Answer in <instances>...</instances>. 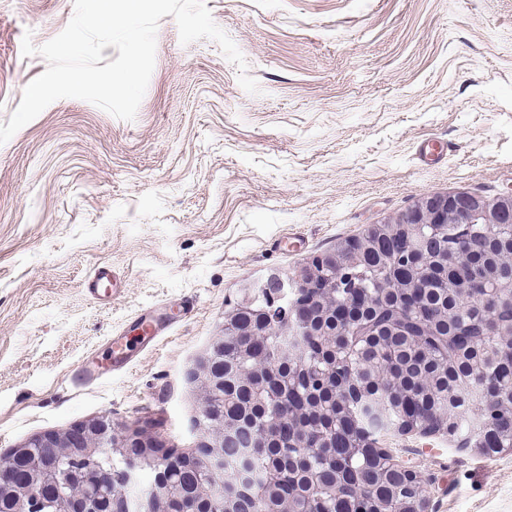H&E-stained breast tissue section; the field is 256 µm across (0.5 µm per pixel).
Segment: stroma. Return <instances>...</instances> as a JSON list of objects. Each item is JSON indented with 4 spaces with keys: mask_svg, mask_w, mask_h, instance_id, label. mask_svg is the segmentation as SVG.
Segmentation results:
<instances>
[{
    "mask_svg": "<svg viewBox=\"0 0 512 512\" xmlns=\"http://www.w3.org/2000/svg\"><path fill=\"white\" fill-rule=\"evenodd\" d=\"M260 87L216 42L158 26L133 121L80 99L0 145V456L109 416L195 448L188 373L243 282L292 273L427 194L512 190V0H206ZM73 0H0V121L47 63ZM443 146L419 162L421 144ZM109 266L122 290L85 282ZM192 311H183L185 299ZM162 307L171 332L78 381L113 336ZM421 475L427 512H512V451L440 434L380 442Z\"/></svg>",
    "mask_w": 512,
    "mask_h": 512,
    "instance_id": "35a3bbf8",
    "label": "stroma"
}]
</instances>
